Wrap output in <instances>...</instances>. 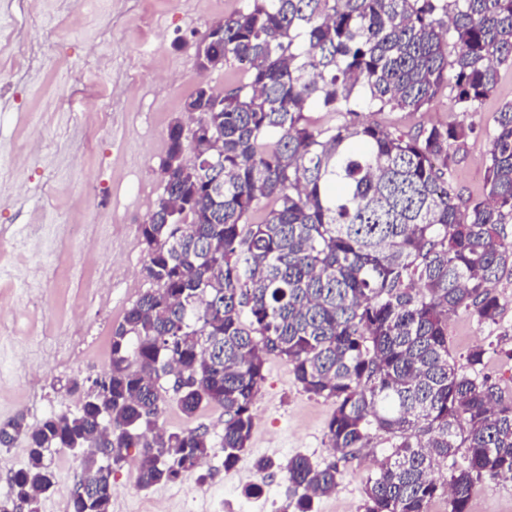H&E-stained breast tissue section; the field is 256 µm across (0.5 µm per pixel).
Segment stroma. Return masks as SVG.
<instances>
[{"label": "stroma", "instance_id": "1", "mask_svg": "<svg viewBox=\"0 0 512 512\" xmlns=\"http://www.w3.org/2000/svg\"><path fill=\"white\" fill-rule=\"evenodd\" d=\"M73 31L60 44V0H0V21L12 24L35 48L55 50L58 61H34L17 70L0 62V165L14 167L0 182V233L16 235L31 265L52 271L43 283L25 268L10 265L0 243V313L14 328L0 335V421L24 412L29 423L52 414L73 412L80 389L104 376L113 328L138 299L147 283L141 274L145 252L140 226L163 193L161 165L167 136L175 120L185 119L183 104L199 82L215 90L232 86L230 70L202 74L197 47L209 28L237 9L240 0H70ZM118 85L107 128L91 131L85 111L99 85ZM67 94L72 105L60 109ZM512 101V68L500 70L494 93L471 116L477 132L454 153L451 185L462 200L484 195L488 134L496 112ZM460 115L448 96L417 112L378 114L382 124L412 132L433 123L452 124ZM19 145L24 161H12L9 148ZM89 228L100 258L117 270L110 290L95 286L96 274L86 259V243L72 237L71 227ZM496 293L501 313L497 324L478 323L461 311L448 321V344L459 370H468L467 353L480 345L488 354L478 375L503 389L512 388V274H504ZM85 299L78 308L75 298ZM79 353L77 362L53 368L54 359ZM44 374L41 389L29 386L30 371ZM255 399L254 427L246 450L233 467L214 449L201 472L204 494L192 491L195 477L138 489L131 476L139 451H128L127 464L112 475L111 512H285V475L280 464L296 455L313 463L336 461L341 477L330 495L315 499L314 512H363L364 484L388 454L383 438L356 456L335 459L326 426L331 400L303 390L279 358H269ZM79 390H72V383ZM158 424L167 430L200 426L212 440L224 431L221 409L207 408L186 419L168 406ZM56 462V490L41 498L39 512H70V496L82 476L71 451ZM272 459L274 469L258 473L256 462ZM262 492L247 495L251 485Z\"/></svg>", "mask_w": 512, "mask_h": 512}]
</instances>
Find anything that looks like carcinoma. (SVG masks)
I'll use <instances>...</instances> for the list:
<instances>
[{
  "mask_svg": "<svg viewBox=\"0 0 512 512\" xmlns=\"http://www.w3.org/2000/svg\"><path fill=\"white\" fill-rule=\"evenodd\" d=\"M204 56L243 79L184 102L196 139L180 122L168 130L164 191L140 225L150 288L112 330L108 370L75 411L0 423L1 448L20 438L29 448L0 512H38L64 449L83 465L70 512H110L130 448L142 490L197 473L214 445L200 426H157L170 400L188 418L223 410L232 466L270 356L333 400L334 453L386 436L364 512H429L437 498L468 512L477 481L512 478V392L459 372L448 316H500L512 102L489 136L486 197L467 202L449 182L450 150L474 125L404 133L363 114L417 112L445 92L462 115L478 111L512 67V0H244ZM313 107L326 124L311 122ZM461 450L467 465L436 478ZM283 470L295 512H312L341 476L303 455Z\"/></svg>",
  "mask_w": 512,
  "mask_h": 512,
  "instance_id": "1",
  "label": "carcinoma"
}]
</instances>
